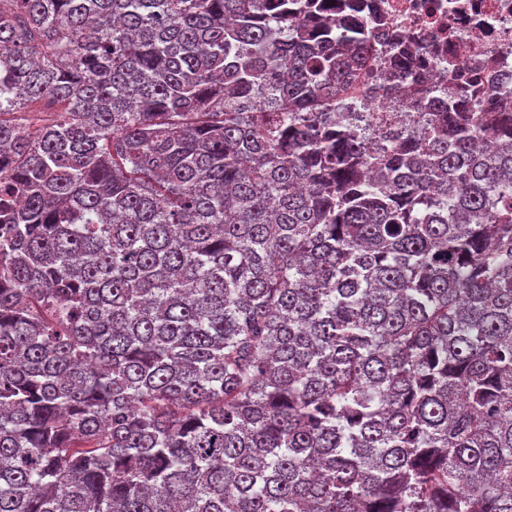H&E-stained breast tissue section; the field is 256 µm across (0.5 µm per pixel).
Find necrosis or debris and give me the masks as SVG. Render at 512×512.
Returning a JSON list of instances; mask_svg holds the SVG:
<instances>
[{"mask_svg": "<svg viewBox=\"0 0 512 512\" xmlns=\"http://www.w3.org/2000/svg\"><path fill=\"white\" fill-rule=\"evenodd\" d=\"M378 23V51L400 37L419 50L415 76L458 89L462 80L496 74L512 87V0H366Z\"/></svg>", "mask_w": 512, "mask_h": 512, "instance_id": "obj_1", "label": "necrosis or debris"}]
</instances>
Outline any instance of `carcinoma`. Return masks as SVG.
Instances as JSON below:
<instances>
[{
    "mask_svg": "<svg viewBox=\"0 0 512 512\" xmlns=\"http://www.w3.org/2000/svg\"><path fill=\"white\" fill-rule=\"evenodd\" d=\"M324 0H0V512H512V105Z\"/></svg>",
    "mask_w": 512,
    "mask_h": 512,
    "instance_id": "cac0c4a2",
    "label": "carcinoma"
}]
</instances>
